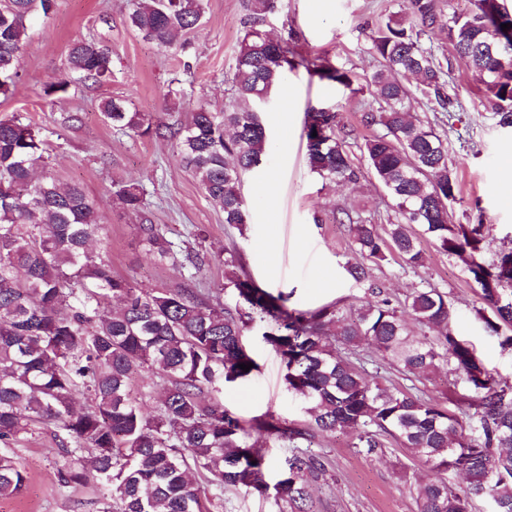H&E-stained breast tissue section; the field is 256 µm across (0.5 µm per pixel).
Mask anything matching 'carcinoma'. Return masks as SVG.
Instances as JSON below:
<instances>
[{"instance_id":"1","label":"carcinoma","mask_w":512,"mask_h":512,"mask_svg":"<svg viewBox=\"0 0 512 512\" xmlns=\"http://www.w3.org/2000/svg\"><path fill=\"white\" fill-rule=\"evenodd\" d=\"M52 8V0H0L1 94L19 79L31 21ZM275 8L276 0H250L231 77L234 100L223 110L200 104L187 125L154 127L120 100L110 98L100 109L104 122L115 127L174 140L180 161L221 205L229 225L246 223L242 177L267 151L254 103L266 100L285 73L299 66L345 88L353 83L348 71L329 60L298 58L270 38L265 22ZM204 13V0H130L127 18L144 38L169 47L178 33L196 29ZM441 13L439 0H406L403 16L388 18L372 36V50L386 70L372 77L380 112L367 113L365 121L386 132L366 139L363 155L399 220L384 237L346 211L347 231L362 257L394 252L411 268L424 263L416 234L432 238L465 264L491 311L483 316L486 329L512 350V249L489 263L477 260L483 225L452 222L457 183L448 147L434 126L410 114L417 94L445 112L453 107L444 70L424 47L444 32L456 54L479 73L498 126L512 128V9L505 0H487L466 12L450 9L445 30ZM68 70L106 83L112 53L95 40H76ZM410 76L413 85L404 83ZM337 118L330 107L308 110L303 136L309 162L325 181L355 182L359 170L337 133ZM47 147L41 128L0 118V498L17 495L26 480L11 445L29 428L45 425L53 428L62 452L91 455L90 470L61 471L59 482L94 480L101 486L102 512H209L208 486L260 493L272 488L282 512H315L309 486L326 472L321 458L307 450L292 453L269 485L268 462L242 443L241 419L224 408V387L246 383L259 368L242 341L244 329L259 319L273 324L264 341L285 364L288 390L307 403L308 420L286 425L270 415L255 423L257 431L310 443L319 432L350 430L353 447L368 454L388 434L413 458L469 479L466 496L443 478L422 485L418 512H468L471 495L489 498L494 512H512V382L487 369L473 346L455 335L446 295L431 288L408 296L414 320L434 333L431 341L411 337L398 307L362 263L344 266L370 296L355 315L336 303L290 309L288 295L238 273L233 254L224 260V287L235 292L234 312L218 298H198L191 288H142L89 250L104 224L83 189L51 175L34 176L45 164ZM115 194L125 209L143 211L137 186L121 184ZM139 233L147 250L172 266L197 264L189 252L177 259L160 225L147 219ZM361 340L409 374L448 364L470 392L468 408L480 434L408 389L381 388L354 351ZM248 363L250 371L240 369ZM141 373L162 387L151 414L132 388ZM79 395L89 396L90 404L76 407Z\"/></svg>"}]
</instances>
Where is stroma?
Segmentation results:
<instances>
[{"label": "stroma", "instance_id": "35a3bbf8", "mask_svg": "<svg viewBox=\"0 0 512 512\" xmlns=\"http://www.w3.org/2000/svg\"><path fill=\"white\" fill-rule=\"evenodd\" d=\"M403 0H278L268 15L266 31L304 56H323L349 70L354 83L346 89L310 75L304 68L288 72L282 84L258 104L268 136L267 153L247 174L242 194L248 222L236 228L225 224L222 208L204 192L197 178L183 167L170 141L140 136L105 124L104 100L119 98L146 121L183 126L200 103L220 110L232 99L228 76L245 33L248 0H207L200 26L178 35L163 48L142 38L127 23V0H55L48 16L31 23L29 40L20 57V80L8 97H0V116L15 115L41 127L50 145L48 173L65 183L80 185L104 218V233L93 248L106 255L113 270L156 289L184 285L199 296L217 297L234 305L224 286V260L237 252L247 275L261 288L289 293L290 307L311 311L340 302L359 309L367 300L365 288L344 270L364 262L392 303L404 302L417 289L434 288L448 296L456 336L470 342L483 364L512 381V351L502 349L481 317L486 307L464 264L441 252L429 238H420L426 254L423 266L410 268L395 255L361 260L350 244L345 226L333 213L349 210L386 232L396 217L393 203L372 176L360 148L373 127L366 113L377 111L371 79L383 68L372 51L371 36L379 24L399 12ZM77 39L101 41L112 53L111 81L96 84L70 81L68 51ZM432 51L447 73V92L456 99L454 112L434 111L417 99L411 111L430 121L448 139V165L456 174L458 196L452 205L457 224L487 227L483 260L512 248V204L501 188L512 180L506 155L512 133L500 129L491 102L476 71L458 58L447 40L435 39ZM69 80L66 92L45 96L46 86ZM328 105L338 114L344 136L362 174L357 182L329 184L308 162L303 126L308 106ZM134 183L143 193L144 211L123 208L114 196L117 183ZM270 186L271 197L261 193ZM162 225L177 252L200 254L199 268L174 269L149 254L138 226L143 217ZM277 228L278 269L268 276V257L260 243ZM331 273L330 287H317L322 273ZM266 324L251 323L243 342L260 371L239 387L224 390V406L254 422L267 414L294 423L306 421L305 402L288 391L279 356L263 340ZM358 352L380 386L411 388L420 396L454 411L466 429L478 431L464 401V385L447 366L413 376L391 364L370 344ZM348 431L320 433L312 451L327 460L329 475L312 485L316 512H417V487L437 476L429 465L412 459L392 438L366 455L352 446ZM27 480L21 493L0 499V512H101L94 482L62 486L60 470L86 466L88 454L68 456L49 429L32 427L11 447ZM211 512H280L274 491L208 489Z\"/></svg>", "mask_w": 512, "mask_h": 512}]
</instances>
